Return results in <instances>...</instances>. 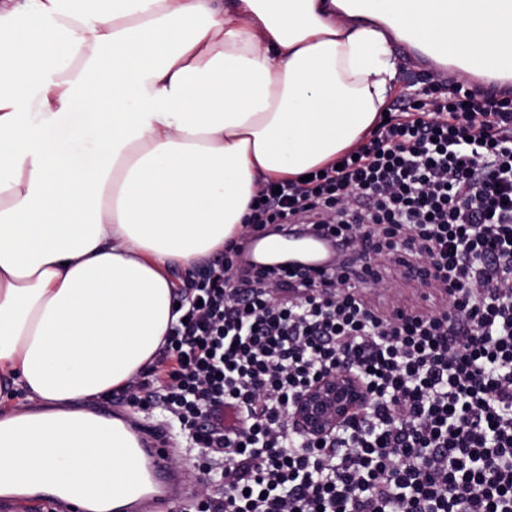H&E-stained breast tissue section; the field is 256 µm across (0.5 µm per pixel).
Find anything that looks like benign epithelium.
<instances>
[{"label":"benign epithelium","mask_w":512,"mask_h":512,"mask_svg":"<svg viewBox=\"0 0 512 512\" xmlns=\"http://www.w3.org/2000/svg\"><path fill=\"white\" fill-rule=\"evenodd\" d=\"M371 395L353 373L332 371L306 386L285 412L286 425L321 441L342 422L368 407Z\"/></svg>","instance_id":"benign-epithelium-1"}]
</instances>
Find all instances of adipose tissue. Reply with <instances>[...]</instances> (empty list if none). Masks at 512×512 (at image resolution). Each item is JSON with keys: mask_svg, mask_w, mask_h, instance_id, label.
I'll return each instance as SVG.
<instances>
[{"mask_svg": "<svg viewBox=\"0 0 512 512\" xmlns=\"http://www.w3.org/2000/svg\"><path fill=\"white\" fill-rule=\"evenodd\" d=\"M350 0H0V479L110 500L144 468L88 399L152 364L173 266L243 229L262 182L335 162L376 124L405 30L501 79L512 17Z\"/></svg>", "mask_w": 512, "mask_h": 512, "instance_id": "ef3b65f1", "label": "adipose tissue"}]
</instances>
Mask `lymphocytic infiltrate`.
Listing matches in <instances>:
<instances>
[{
	"label": "lymphocytic infiltrate",
	"mask_w": 512,
	"mask_h": 512,
	"mask_svg": "<svg viewBox=\"0 0 512 512\" xmlns=\"http://www.w3.org/2000/svg\"><path fill=\"white\" fill-rule=\"evenodd\" d=\"M429 80L356 154L259 190L245 231L314 232L338 262L236 276L225 249L123 388L186 437L207 483L192 512H512V99ZM396 277L441 306L365 297ZM342 369L372 405L319 442L284 432L290 400Z\"/></svg>",
	"instance_id": "lymphocytic-infiltrate-1"
}]
</instances>
